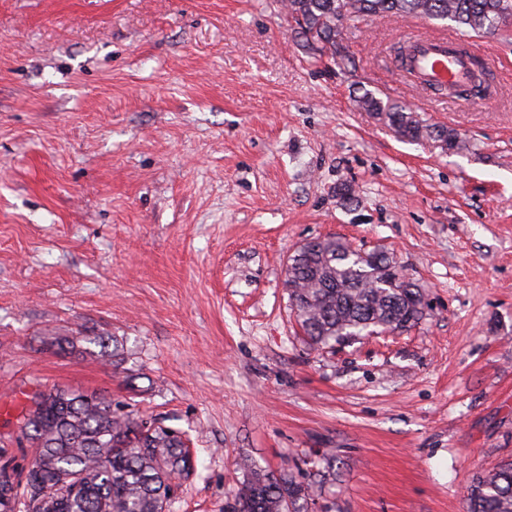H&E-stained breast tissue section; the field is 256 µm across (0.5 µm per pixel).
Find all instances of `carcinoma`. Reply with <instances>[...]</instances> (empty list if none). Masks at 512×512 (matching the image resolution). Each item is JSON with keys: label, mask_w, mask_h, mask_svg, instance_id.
Segmentation results:
<instances>
[{"label": "carcinoma", "mask_w": 512, "mask_h": 512, "mask_svg": "<svg viewBox=\"0 0 512 512\" xmlns=\"http://www.w3.org/2000/svg\"><path fill=\"white\" fill-rule=\"evenodd\" d=\"M303 48L315 60L347 65L341 21L367 15L451 21L494 33L512 20V0H285ZM356 103L409 142L435 135L448 150L458 134L415 118L408 106L365 92ZM285 284L306 339L327 346L378 330H405L422 318V287L383 251L362 256L338 237L314 239L295 252ZM18 439L0 448V486L10 476L17 512H169L176 481L190 475L183 433L155 419L122 412L97 393L51 388L24 408ZM34 454L26 468L16 453ZM54 486L49 496L44 486ZM235 512H312L313 491L299 473L248 468L233 491ZM466 512H512V461L477 477Z\"/></svg>", "instance_id": "1"}]
</instances>
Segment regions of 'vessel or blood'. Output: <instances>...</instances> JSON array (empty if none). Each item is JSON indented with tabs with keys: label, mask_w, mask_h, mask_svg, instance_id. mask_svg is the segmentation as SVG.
Here are the masks:
<instances>
[{
	"label": "vessel or blood",
	"mask_w": 512,
	"mask_h": 512,
	"mask_svg": "<svg viewBox=\"0 0 512 512\" xmlns=\"http://www.w3.org/2000/svg\"><path fill=\"white\" fill-rule=\"evenodd\" d=\"M473 57L457 39H418L407 65L418 80L430 85L469 81Z\"/></svg>",
	"instance_id": "b4317fda"
}]
</instances>
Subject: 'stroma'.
<instances>
[{
    "instance_id": "obj_1",
    "label": "stroma",
    "mask_w": 512,
    "mask_h": 512,
    "mask_svg": "<svg viewBox=\"0 0 512 512\" xmlns=\"http://www.w3.org/2000/svg\"><path fill=\"white\" fill-rule=\"evenodd\" d=\"M417 32L456 29L349 21L347 68L282 0H0V437L15 393L97 391L190 438L171 512L325 455L316 512H463L512 460V26L475 36L504 66L464 109L399 77ZM367 91L464 149L402 140ZM327 236L394 256L421 320L311 346L285 262Z\"/></svg>"
}]
</instances>
